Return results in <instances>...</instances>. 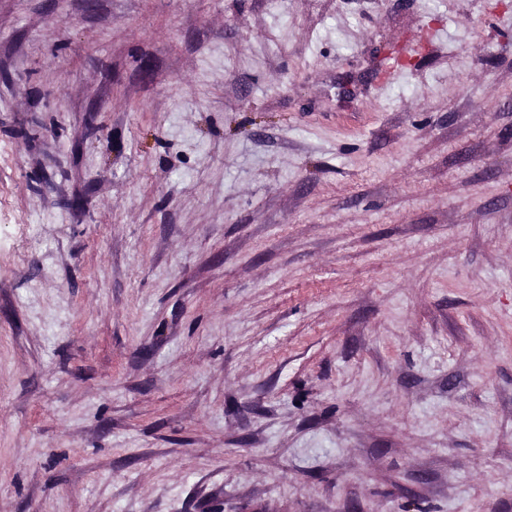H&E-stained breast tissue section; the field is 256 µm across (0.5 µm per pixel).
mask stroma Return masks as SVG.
I'll return each mask as SVG.
<instances>
[{"mask_svg": "<svg viewBox=\"0 0 512 512\" xmlns=\"http://www.w3.org/2000/svg\"><path fill=\"white\" fill-rule=\"evenodd\" d=\"M512 512V0H0V512Z\"/></svg>", "mask_w": 512, "mask_h": 512, "instance_id": "obj_1", "label": "stroma"}]
</instances>
